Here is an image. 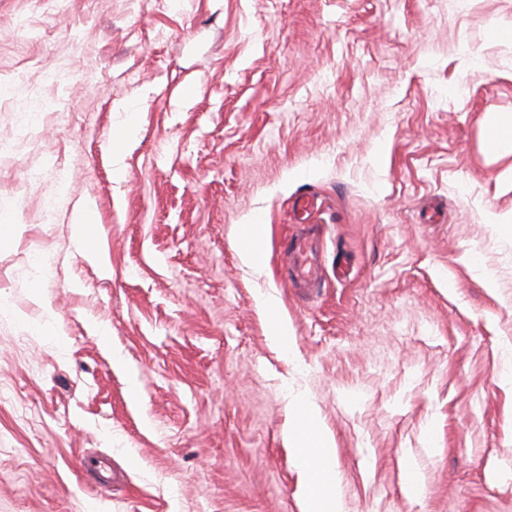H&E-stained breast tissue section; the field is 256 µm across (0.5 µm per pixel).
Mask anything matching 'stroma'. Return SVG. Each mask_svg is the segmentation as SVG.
I'll return each instance as SVG.
<instances>
[{
    "mask_svg": "<svg viewBox=\"0 0 512 512\" xmlns=\"http://www.w3.org/2000/svg\"><path fill=\"white\" fill-rule=\"evenodd\" d=\"M509 29L512 0H0V512H301L297 395L347 512H512ZM486 147L495 159L512 155V115L493 113L486 120ZM95 224H97V217L91 207L81 208L74 215V237L80 245L81 251L86 254L96 251ZM267 224L255 218L251 224H242L237 233L236 244L242 263L255 271L262 268ZM294 279L298 286L311 288L322 279V269L317 262L315 249L307 237L296 238L290 248ZM259 307L266 318L271 342L290 354L294 346V336L288 319L281 315L278 298L266 291L259 297ZM402 467V485L409 500H416L420 497L422 491V482L418 467L414 460L409 456H404L401 460Z\"/></svg>",
    "mask_w": 512,
    "mask_h": 512,
    "instance_id": "obj_1",
    "label": "stroma"
}]
</instances>
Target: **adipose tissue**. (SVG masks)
<instances>
[{"instance_id": "1", "label": "adipose tissue", "mask_w": 512, "mask_h": 512, "mask_svg": "<svg viewBox=\"0 0 512 512\" xmlns=\"http://www.w3.org/2000/svg\"><path fill=\"white\" fill-rule=\"evenodd\" d=\"M288 447L297 451L302 512H346L336 469V444L320 422L318 405L307 397L288 404V421L283 427Z\"/></svg>"}]
</instances>
